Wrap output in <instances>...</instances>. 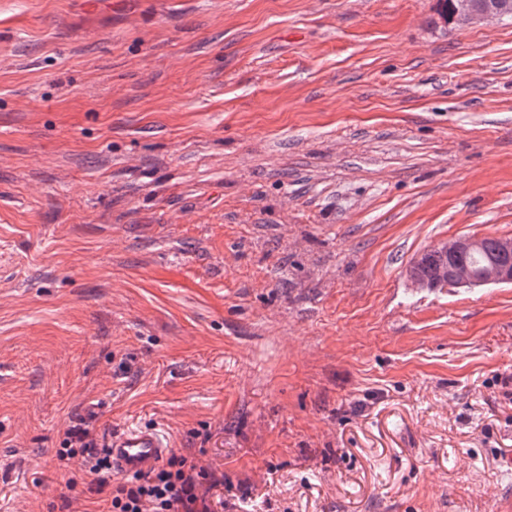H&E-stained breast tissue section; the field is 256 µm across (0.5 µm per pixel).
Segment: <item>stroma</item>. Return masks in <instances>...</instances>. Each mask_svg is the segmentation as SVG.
<instances>
[{
	"instance_id": "1",
	"label": "stroma",
	"mask_w": 512,
	"mask_h": 512,
	"mask_svg": "<svg viewBox=\"0 0 512 512\" xmlns=\"http://www.w3.org/2000/svg\"><path fill=\"white\" fill-rule=\"evenodd\" d=\"M512 21L438 0H0V512H101L66 428L245 507L512 512ZM497 239L485 238L483 244V252L481 253H465L479 249L482 239L474 237H460L451 240H444L436 243L430 250L425 251L422 256H418L411 261L407 273L409 279L416 286L436 288L443 286H476L484 284H512V264L501 261H491L484 267L480 273L474 274L469 270L454 269L448 277V266L455 265L459 268L471 267L476 269L480 267L487 257L498 258L507 261V257L512 254V238L502 237L498 239V251L502 255L497 254ZM441 252L444 256L456 255L448 263L444 265L440 272V283L437 279V270L441 263V256L435 250ZM420 260L421 270L420 271ZM444 284V285H443Z\"/></svg>"
}]
</instances>
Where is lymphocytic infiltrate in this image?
Listing matches in <instances>:
<instances>
[{"instance_id":"1","label":"lymphocytic infiltrate","mask_w":512,"mask_h":512,"mask_svg":"<svg viewBox=\"0 0 512 512\" xmlns=\"http://www.w3.org/2000/svg\"><path fill=\"white\" fill-rule=\"evenodd\" d=\"M57 456L64 463L81 458L89 490L104 496L107 512H216L230 486L197 458L176 452L147 470L113 477L107 445L86 418L67 428Z\"/></svg>"}]
</instances>
